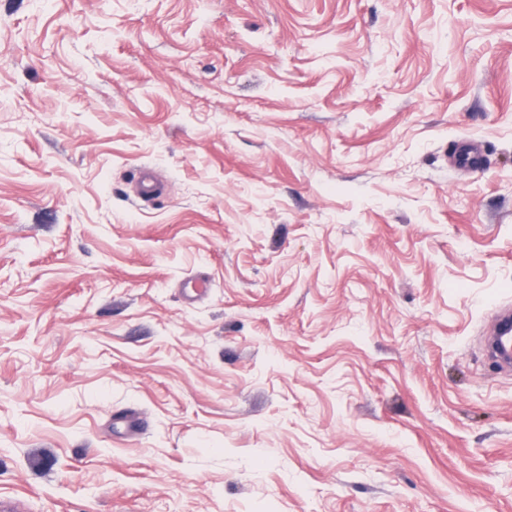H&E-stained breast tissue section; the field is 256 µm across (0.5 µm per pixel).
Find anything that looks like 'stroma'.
Here are the masks:
<instances>
[{
	"label": "stroma",
	"instance_id": "stroma-1",
	"mask_svg": "<svg viewBox=\"0 0 512 512\" xmlns=\"http://www.w3.org/2000/svg\"><path fill=\"white\" fill-rule=\"evenodd\" d=\"M502 302L512 0H0V502L512 512ZM483 151L476 141H462L454 152V163L460 169H473L482 164ZM512 308L511 305L498 308L494 321L488 336V348L492 349V359L500 371L511 370V358L507 360L500 356V351H507L509 354L512 349Z\"/></svg>",
	"mask_w": 512,
	"mask_h": 512
}]
</instances>
